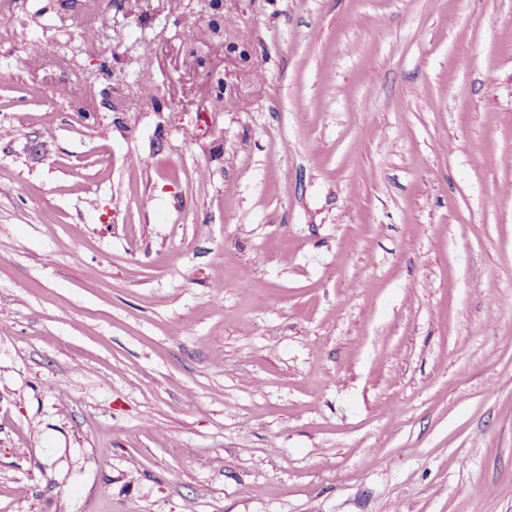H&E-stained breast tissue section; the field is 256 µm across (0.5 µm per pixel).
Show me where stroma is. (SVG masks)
<instances>
[{
    "mask_svg": "<svg viewBox=\"0 0 512 512\" xmlns=\"http://www.w3.org/2000/svg\"><path fill=\"white\" fill-rule=\"evenodd\" d=\"M0 512H512V0H0Z\"/></svg>",
    "mask_w": 512,
    "mask_h": 512,
    "instance_id": "35a3bbf8",
    "label": "stroma"
}]
</instances>
